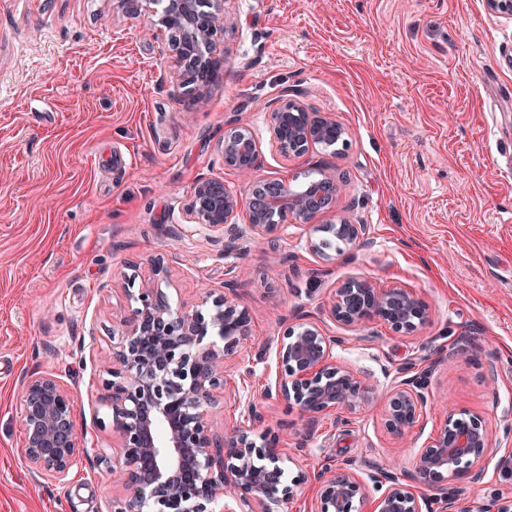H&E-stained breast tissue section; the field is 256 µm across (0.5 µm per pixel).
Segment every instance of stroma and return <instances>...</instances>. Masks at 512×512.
Masks as SVG:
<instances>
[{"instance_id":"35a3bbf8","label":"stroma","mask_w":512,"mask_h":512,"mask_svg":"<svg viewBox=\"0 0 512 512\" xmlns=\"http://www.w3.org/2000/svg\"><path fill=\"white\" fill-rule=\"evenodd\" d=\"M225 8L224 83L198 108L174 94L167 36L113 13L110 0H0V512H102L124 495L105 465L88 460L67 496L51 498L23 468L15 406L24 377L55 372L82 401L88 447L111 448V430L92 428L97 355L124 314L123 273L151 278L160 252L173 256L166 291L175 305H194L202 285L221 287L226 262L242 268L256 391L275 382L284 319L316 311L340 282L403 285L428 302L416 335L373 320L336 347L337 361L379 396L354 424L327 415L310 432L298 411L264 403L261 431L307 440L287 473L327 457L353 460L364 478L411 468L447 404L482 414L512 446V18L485 0ZM285 98L335 115L347 146L276 155L268 126ZM237 118L260 140L264 176L295 187L334 171L345 185L335 210L365 225L367 245L326 262L308 251V230L291 226L276 249L242 242L225 261L222 234L171 237L197 179L220 177L242 192L217 152ZM116 148L126 160L118 174ZM461 338L474 344L472 359L432 369L431 408L394 442L382 397L399 368ZM483 467L480 483L459 477L450 490L469 512L493 499L512 512V460L492 454Z\"/></svg>"}]
</instances>
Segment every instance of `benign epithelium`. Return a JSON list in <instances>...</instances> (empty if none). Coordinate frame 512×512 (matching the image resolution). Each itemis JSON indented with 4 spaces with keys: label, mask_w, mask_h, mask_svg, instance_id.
<instances>
[{
    "label": "benign epithelium",
    "mask_w": 512,
    "mask_h": 512,
    "mask_svg": "<svg viewBox=\"0 0 512 512\" xmlns=\"http://www.w3.org/2000/svg\"><path fill=\"white\" fill-rule=\"evenodd\" d=\"M156 3L112 0V11L127 19L144 16L151 29L168 36L173 51L168 69L177 95L205 105L224 79L223 37L230 24L224 0H205V10L199 0H163L160 10L152 8ZM268 133L272 150L287 160L316 146H344L348 136L334 116L309 113L293 100L271 113ZM217 150L224 168L236 172L248 192L230 190L221 178H199L186 207L187 223L175 228V236L187 232L208 240L220 232L224 259L239 241L276 248L290 219L312 229L307 248L325 261L333 260L326 238L350 249L363 241L366 225L332 213L341 191L336 174L319 172L297 195L284 180L258 177L259 142L241 121L224 132ZM327 213L332 218L315 223ZM153 271L154 278L140 282L136 273L124 276L128 314L112 329V349L98 378L106 412L95 426L112 429L115 438L111 451L101 448L98 456L112 481L127 490L105 501L102 512H217L228 496L237 509L227 512H286L309 483L315 488L312 512H363L367 505L369 512H463L448 494L447 480L465 474L481 481L482 463L496 447L492 429L477 412L444 409L443 423L411 469L401 474L381 468L371 486L351 460L329 459L313 474L299 470L282 479L290 447L301 448L304 440L255 433L263 420L261 403L272 398L298 409L312 428L327 414L352 423L371 405L374 389L336 361L334 349L344 337L332 334L325 320L357 329L378 319L399 336H413L430 317L429 305L415 291L359 277L345 280L319 312H300L284 323L275 337L274 386L256 395L228 386L232 373H252L239 361L251 327L236 292L238 266L229 264L223 288L205 290L190 309L172 306L161 288L167 278L164 256L153 259ZM229 397L239 401L242 420L224 424L219 433L215 424ZM429 400L427 372L399 380L387 396L386 432L402 439L424 416ZM79 410L77 395L56 373L24 378L18 400L23 461L34 481L59 493L68 491L74 468L89 456L76 430ZM372 488L378 497H372Z\"/></svg>",
    "instance_id": "1"
}]
</instances>
